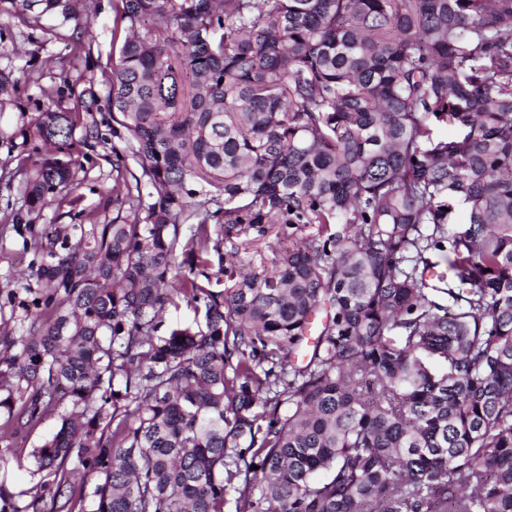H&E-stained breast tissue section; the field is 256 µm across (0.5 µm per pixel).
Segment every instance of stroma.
<instances>
[{"label":"stroma","mask_w":512,"mask_h":512,"mask_svg":"<svg viewBox=\"0 0 512 512\" xmlns=\"http://www.w3.org/2000/svg\"><path fill=\"white\" fill-rule=\"evenodd\" d=\"M112 5L113 0H86L96 39L87 59L78 63L71 60L67 48L71 28L59 27L52 18L42 19L39 27L27 28L14 16L0 13V70L16 77L28 72L37 77L36 82L26 85L19 99H0V216L22 206L19 159L11 148L19 128L52 102L78 109L82 91L90 88L95 92V105L87 120L97 126L99 137L75 157L80 199L67 214L54 205L46 208L34 222L33 234L55 224H106L112 220L113 211L106 199L112 190V150L120 142L112 136L109 88L102 77L118 56L112 44ZM37 259L35 251L25 247L22 236L0 223V286L28 273Z\"/></svg>","instance_id":"obj_1"}]
</instances>
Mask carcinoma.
I'll return each instance as SVG.
<instances>
[{
  "label": "carcinoma",
  "mask_w": 512,
  "mask_h": 512,
  "mask_svg": "<svg viewBox=\"0 0 512 512\" xmlns=\"http://www.w3.org/2000/svg\"><path fill=\"white\" fill-rule=\"evenodd\" d=\"M113 9L116 216L37 237L0 437L61 425L25 490L0 451V512H512V0ZM0 11L91 45L76 0ZM21 136L53 151L19 234L98 133L58 103ZM194 319V309L185 301H179L178 306H170L164 313V325L161 331H165L176 324L190 323Z\"/></svg>",
  "instance_id": "cac0c4a2"
}]
</instances>
